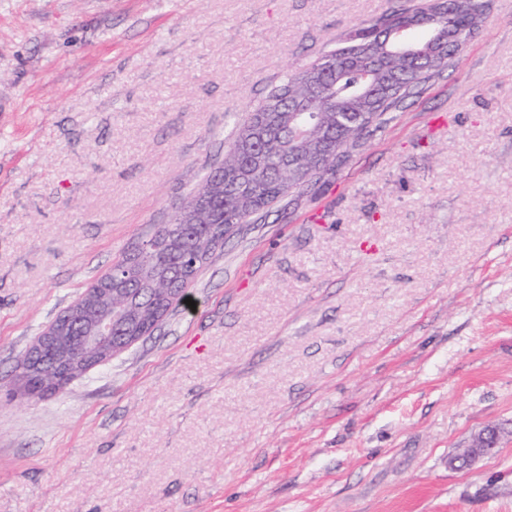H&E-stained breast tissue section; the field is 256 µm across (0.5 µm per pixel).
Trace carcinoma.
I'll list each match as a JSON object with an SVG mask.
<instances>
[{
	"instance_id": "obj_1",
	"label": "carcinoma",
	"mask_w": 512,
	"mask_h": 512,
	"mask_svg": "<svg viewBox=\"0 0 512 512\" xmlns=\"http://www.w3.org/2000/svg\"><path fill=\"white\" fill-rule=\"evenodd\" d=\"M486 10V0L402 4L361 23L336 49L272 85L236 124L224 161L198 184L208 202L199 223H185L176 209L138 255L130 252L115 263L120 278L98 280L117 290L112 304L130 315L123 332L150 335L152 326L133 315L155 304L169 311L185 300L206 265L192 263L201 245L209 242L216 250L232 227L303 194L381 129L388 112L452 69Z\"/></svg>"
}]
</instances>
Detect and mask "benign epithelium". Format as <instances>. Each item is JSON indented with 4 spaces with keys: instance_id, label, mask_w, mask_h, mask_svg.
Instances as JSON below:
<instances>
[{
    "instance_id": "7a95c632",
    "label": "benign epithelium",
    "mask_w": 512,
    "mask_h": 512,
    "mask_svg": "<svg viewBox=\"0 0 512 512\" xmlns=\"http://www.w3.org/2000/svg\"><path fill=\"white\" fill-rule=\"evenodd\" d=\"M77 304L94 309L97 317L82 346L76 348L69 336V324L51 323L27 348L26 364L20 366V377L29 382L28 395L41 397L59 390L74 379L109 361L134 345L138 337H123V345L115 347L116 318L119 309L112 305L108 288H93Z\"/></svg>"
}]
</instances>
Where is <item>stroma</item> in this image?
<instances>
[{
    "instance_id": "1",
    "label": "stroma",
    "mask_w": 512,
    "mask_h": 512,
    "mask_svg": "<svg viewBox=\"0 0 512 512\" xmlns=\"http://www.w3.org/2000/svg\"><path fill=\"white\" fill-rule=\"evenodd\" d=\"M400 2L0 0V512H512V0L152 335L15 379L272 83ZM498 442V434L494 429H486L480 436L478 440V444H480L482 447L476 448V453L474 456L471 455H462L456 460L452 462L453 466L456 467H465L468 466L471 467L475 461V459L478 457V455L487 453L491 451L493 448L496 447ZM458 463V465H456Z\"/></svg>"
}]
</instances>
